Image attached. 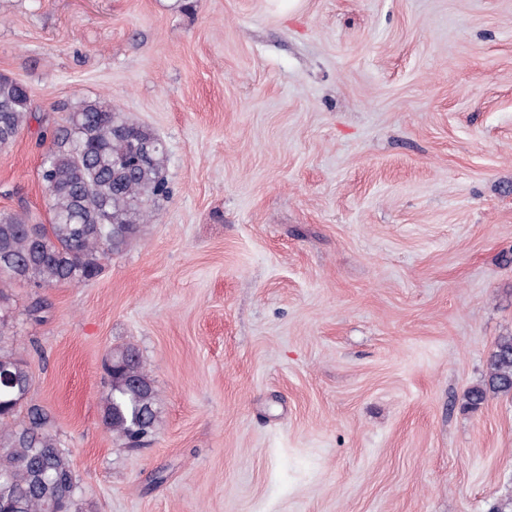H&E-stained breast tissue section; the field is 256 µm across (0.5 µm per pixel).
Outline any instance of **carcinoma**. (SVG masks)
<instances>
[{
  "instance_id": "1",
  "label": "carcinoma",
  "mask_w": 512,
  "mask_h": 512,
  "mask_svg": "<svg viewBox=\"0 0 512 512\" xmlns=\"http://www.w3.org/2000/svg\"><path fill=\"white\" fill-rule=\"evenodd\" d=\"M27 87L0 73V148L28 122ZM167 149L151 129L103 99H88L51 129L41 165L51 220L32 224L27 213L0 212V512H78L79 479L51 416L28 403L32 376L10 334L8 287L81 285L136 238L159 200L169 196L163 175ZM99 405L108 432L139 446L157 430L158 392L139 350L114 348L103 366ZM512 396V334L498 337L483 378L464 394L478 410L493 396ZM24 417H19L21 411Z\"/></svg>"
}]
</instances>
